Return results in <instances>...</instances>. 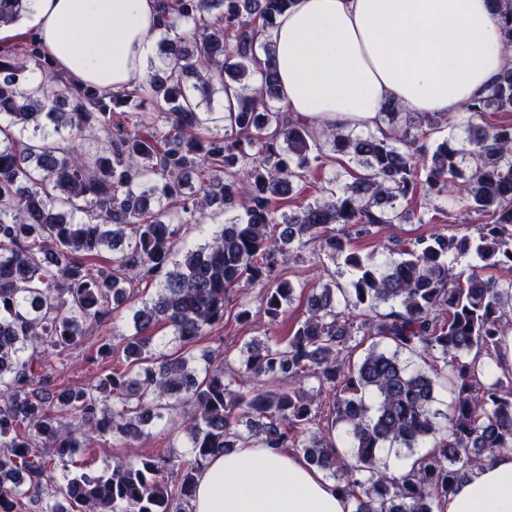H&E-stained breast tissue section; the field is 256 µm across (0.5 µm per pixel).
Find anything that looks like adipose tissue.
Listing matches in <instances>:
<instances>
[{
    "label": "adipose tissue",
    "mask_w": 512,
    "mask_h": 512,
    "mask_svg": "<svg viewBox=\"0 0 512 512\" xmlns=\"http://www.w3.org/2000/svg\"><path fill=\"white\" fill-rule=\"evenodd\" d=\"M23 29L65 73L117 92L142 82L161 38L156 0H28ZM284 109L303 121L375 127L387 105L456 114L512 66L489 0H295L263 32ZM191 512H350L298 453L237 447L209 457ZM444 512H512V452L470 470Z\"/></svg>",
    "instance_id": "obj_1"
}]
</instances>
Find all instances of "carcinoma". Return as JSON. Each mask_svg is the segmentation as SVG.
Wrapping results in <instances>:
<instances>
[{"instance_id": "cac0c4a2", "label": "carcinoma", "mask_w": 512, "mask_h": 512, "mask_svg": "<svg viewBox=\"0 0 512 512\" xmlns=\"http://www.w3.org/2000/svg\"><path fill=\"white\" fill-rule=\"evenodd\" d=\"M512 44V0H491ZM293 0H157L161 24L191 32L159 41L145 82L117 93L76 84L32 33L0 48V512H189L210 456L239 445L289 448L336 482L351 512H442L468 470L512 451V370L485 372L512 330V124H474L512 112V68L463 107L462 136L437 144L418 168L400 151L438 116L406 113L389 134L314 129L273 105L275 74L254 85L259 40ZM27 0H0V27ZM41 82L29 88L31 75ZM238 90L237 111L224 93ZM229 121L224 132L203 131ZM101 131L92 161L71 143ZM363 171L336 174L325 196L294 211L279 204L332 155ZM488 217L477 234L435 232L381 264L350 248L380 224L422 216L398 209L448 186ZM226 215L210 242H181L205 211ZM339 277L312 287L306 315L285 336L253 338L236 359L196 344L251 320L248 290L275 323L297 294L280 266L308 244ZM112 259H103V249ZM469 260L470 273H456ZM154 296L136 302L142 285ZM120 310L132 332L119 350L102 336L93 384L49 387L48 357L82 343ZM173 338L159 334L158 326ZM370 342L346 364L354 341ZM391 350H386V347ZM403 353L432 357L414 369ZM453 402L434 409L437 380ZM186 406L191 451L113 463L100 473L80 453L96 437L133 445ZM427 453L395 475L378 448Z\"/></svg>"}]
</instances>
